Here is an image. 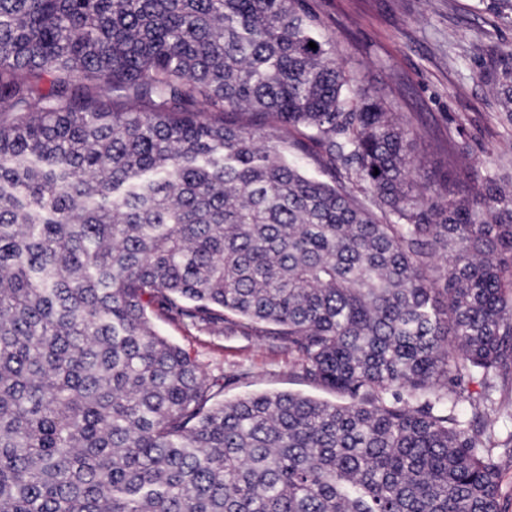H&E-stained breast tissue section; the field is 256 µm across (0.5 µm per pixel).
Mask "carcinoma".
<instances>
[{"mask_svg": "<svg viewBox=\"0 0 512 512\" xmlns=\"http://www.w3.org/2000/svg\"><path fill=\"white\" fill-rule=\"evenodd\" d=\"M476 76L512 126V48ZM412 140L300 0H0V512H502L512 186ZM151 308L344 401H219Z\"/></svg>", "mask_w": 512, "mask_h": 512, "instance_id": "1", "label": "carcinoma"}]
</instances>
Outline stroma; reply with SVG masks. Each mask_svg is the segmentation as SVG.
<instances>
[{
	"instance_id": "obj_1",
	"label": "stroma",
	"mask_w": 512,
	"mask_h": 512,
	"mask_svg": "<svg viewBox=\"0 0 512 512\" xmlns=\"http://www.w3.org/2000/svg\"><path fill=\"white\" fill-rule=\"evenodd\" d=\"M333 40L337 59L373 98L404 116L414 131L412 178L460 187L465 168L497 170L512 180V128L476 77L482 50L512 47V24L475 0H301ZM155 330L179 346L208 380L219 381L221 400L250 393L292 392L323 400L335 395L308 381L298 346L270 326L191 324L161 310L149 314ZM492 418L500 445L503 512H512V412Z\"/></svg>"
}]
</instances>
